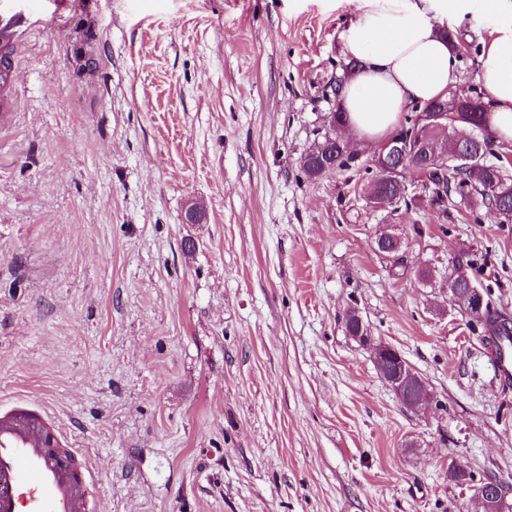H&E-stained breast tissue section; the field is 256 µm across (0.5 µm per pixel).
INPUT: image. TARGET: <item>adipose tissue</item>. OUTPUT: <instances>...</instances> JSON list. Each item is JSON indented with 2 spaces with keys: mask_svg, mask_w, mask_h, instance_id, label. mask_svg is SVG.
Here are the masks:
<instances>
[{
  "mask_svg": "<svg viewBox=\"0 0 512 512\" xmlns=\"http://www.w3.org/2000/svg\"><path fill=\"white\" fill-rule=\"evenodd\" d=\"M470 12L492 22L478 83L492 103L494 142L512 144V0H361L343 32L347 56L360 63L341 96L349 129L377 145L414 104L447 99L457 71L444 26Z\"/></svg>",
  "mask_w": 512,
  "mask_h": 512,
  "instance_id": "ef3b65f1",
  "label": "adipose tissue"
}]
</instances>
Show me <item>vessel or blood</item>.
I'll list each match as a JSON object with an SVG mask.
<instances>
[{
	"instance_id": "obj_1",
	"label": "vessel or blood",
	"mask_w": 512,
	"mask_h": 512,
	"mask_svg": "<svg viewBox=\"0 0 512 512\" xmlns=\"http://www.w3.org/2000/svg\"><path fill=\"white\" fill-rule=\"evenodd\" d=\"M77 8L91 11V0H0V41ZM98 484L44 412L24 402L0 409V512H96Z\"/></svg>"
}]
</instances>
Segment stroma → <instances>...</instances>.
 Wrapping results in <instances>:
<instances>
[{"mask_svg":"<svg viewBox=\"0 0 512 512\" xmlns=\"http://www.w3.org/2000/svg\"><path fill=\"white\" fill-rule=\"evenodd\" d=\"M358 6L98 0L17 45L0 402L54 417L103 512H474L449 469L512 484V384L448 302V261L469 253L512 314V224L413 186L370 203L373 151L354 143L348 169L300 168ZM386 231L399 265L375 250ZM352 308L434 406L383 383Z\"/></svg>","mask_w":512,"mask_h":512,"instance_id":"35a3bbf8","label":"stroma"}]
</instances>
